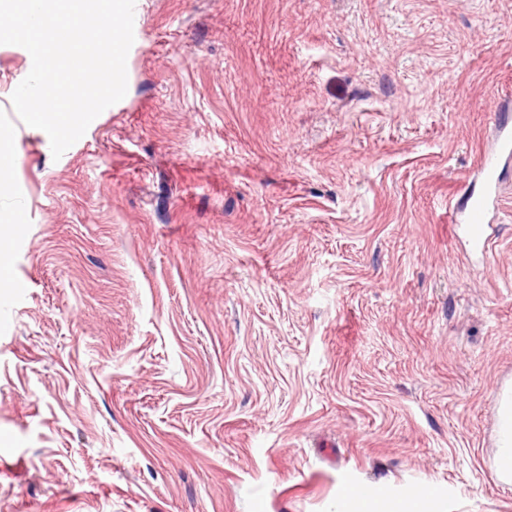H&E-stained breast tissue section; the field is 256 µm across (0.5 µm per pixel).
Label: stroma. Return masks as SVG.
I'll return each instance as SVG.
<instances>
[{"label":"stroma","instance_id":"1","mask_svg":"<svg viewBox=\"0 0 512 512\" xmlns=\"http://www.w3.org/2000/svg\"><path fill=\"white\" fill-rule=\"evenodd\" d=\"M0 45V512H512V155L491 269L450 210L512 99V0H136L60 159ZM497 473L501 481L512 482V406L506 410L501 424L496 453ZM429 494H418L411 490L404 498L390 503H384L377 493H367L360 496H350L344 501L336 503V511L360 512H420L431 497ZM353 507L359 508L354 510Z\"/></svg>","mask_w":512,"mask_h":512}]
</instances>
